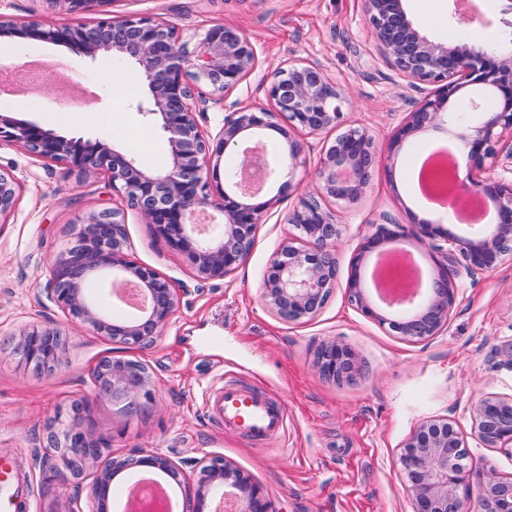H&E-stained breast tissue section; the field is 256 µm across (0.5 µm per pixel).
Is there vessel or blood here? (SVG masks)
Masks as SVG:
<instances>
[{"instance_id":"b4317fda","label":"vessel or blood","mask_w":512,"mask_h":512,"mask_svg":"<svg viewBox=\"0 0 512 512\" xmlns=\"http://www.w3.org/2000/svg\"><path fill=\"white\" fill-rule=\"evenodd\" d=\"M213 411L225 428H243L257 436L278 434L284 427L285 415L281 407L264 394L245 393L232 383H225L223 391L212 402ZM31 501L15 484L8 462H0V512H30Z\"/></svg>"}]
</instances>
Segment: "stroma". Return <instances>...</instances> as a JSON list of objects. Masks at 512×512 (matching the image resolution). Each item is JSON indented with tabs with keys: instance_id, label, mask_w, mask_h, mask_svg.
I'll use <instances>...</instances> for the list:
<instances>
[{
	"instance_id": "stroma-1",
	"label": "stroma",
	"mask_w": 512,
	"mask_h": 512,
	"mask_svg": "<svg viewBox=\"0 0 512 512\" xmlns=\"http://www.w3.org/2000/svg\"><path fill=\"white\" fill-rule=\"evenodd\" d=\"M112 10L164 19L192 47L217 22L249 35L258 65L223 105L209 109L204 127L212 133L225 113L266 103L268 80L298 59L321 64L347 91L342 127L368 129L382 148L428 94L409 88L383 55L365 22L364 0H115ZM0 12L47 25L98 19L94 12L76 17L50 11L41 0H0ZM49 57L65 63L67 79L30 96L0 93L1 111L69 137L105 139L122 150L135 137L142 142L134 153L139 163L165 165L159 130L135 110V99L147 92L136 66L120 68L109 57L91 59L49 42L0 47V65L11 69ZM62 111L71 120H59ZM338 130L296 132L307 164L291 173L289 194L278 195L277 184L265 186V196L280 201L260 225L250 256L226 279L196 282L187 261L136 211H127L130 251L187 290L154 345L126 350L70 324L45 293L50 265L69 249L82 220L119 203L110 178H80L15 144H0V168L12 171L20 185L14 216L0 223V457L11 459L16 480L33 500L32 512H68L80 495L73 482L54 479L63 462L46 436L69 423L72 404L91 393L95 365L112 354L147 365L153 401L139 414L108 400L93 403L88 430L92 439L108 442L100 462L158 451L190 472L218 455L250 476L278 512H413L399 456L417 426L448 417L466 433L473 404L492 394L512 395V366L500 355L512 343V262L489 274L460 273L447 324L422 342L403 340L365 317L343 286L370 225L409 224L425 212L431 222L464 234L463 224L449 222L447 212L428 209L411 178L424 154L455 148L446 131H424L403 145L396 165H376L355 203L326 200L343 226L340 284L316 318L290 323L263 305L266 267L284 241L296 240L289 215L300 194L314 190V166ZM32 325L61 329L65 348L55 371H38L16 352L15 334ZM331 338L349 344L362 363L353 381L318 374L317 351ZM228 377L280 403L285 431L262 440L220 427L207 400Z\"/></svg>"
}]
</instances>
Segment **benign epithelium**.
<instances>
[{
  "instance_id": "7a95c632",
  "label": "benign epithelium",
  "mask_w": 512,
  "mask_h": 512,
  "mask_svg": "<svg viewBox=\"0 0 512 512\" xmlns=\"http://www.w3.org/2000/svg\"><path fill=\"white\" fill-rule=\"evenodd\" d=\"M74 12L95 11L91 24L47 26L39 20H18L0 13V39L36 40L66 45L86 57L107 55L120 64H134L145 78L148 94L135 109L154 122L167 145L161 169L141 165L101 140L66 137L39 124L0 113V142L18 144L29 155L65 165L79 176L95 172L109 175L121 193L120 202L90 213L72 246L49 268L47 298L71 322L126 348L153 345L171 323L186 286L138 261L127 247V209L154 226L157 235L189 262L199 281L223 279L236 271L252 252L259 224L275 208L289 184L279 186L268 199L249 189L245 180L260 167L273 176L306 164L290 130L319 133L339 124L347 93L314 62L295 61L275 74L267 89L269 106L252 105L224 114L216 136L205 133L201 120L212 105L224 103L226 94L240 85L257 66V52L247 34L229 24L216 23L188 50L174 26L149 17L107 16L111 0H44ZM365 21L385 56L412 87L430 85L432 92L394 135L389 151L381 155L364 128H351L326 148L315 167L318 191L302 196L289 223L300 231L303 245L285 242L270 259L263 277L261 300L271 312L288 322H307L325 306L338 279L336 245L342 227L321 205L333 198L356 202L364 192L375 163L394 159L395 149L407 139L441 125L461 145L462 162L452 178L465 193L486 200L495 215L493 230L469 225L457 235L428 222L407 228L403 224H374L350 260L346 283L348 300L365 317L407 341L437 335L448 322L456 301L457 269L470 274L489 273L512 260V149L500 147L504 135L512 139V48L491 51L471 40L440 41L430 37L409 14L405 0H365ZM456 99L470 118L461 122L458 110H448ZM281 136L269 168L256 148H246L234 177L212 192L219 158L239 144L270 142L268 132ZM500 168L501 177L486 175L487 162ZM18 181L0 170V223L15 212ZM219 211L222 224L208 233L200 216L208 208ZM428 245L438 254L437 272L430 285L401 304L375 305L362 278L368 258L386 256V245L406 236ZM112 274L121 287L133 286L141 296L136 313L105 314L91 295V279ZM64 346L61 331L27 327L16 334V351L38 370L59 366ZM321 376L335 382L351 380L360 370L352 348L340 341L324 342L317 352ZM97 400L126 403L137 412L152 400V380L145 364L124 357L101 359L91 374ZM77 420L63 435L48 431V447L64 460V477L85 485L90 512H108L112 485L128 470H155L178 481L186 473L170 456L137 452L111 460L86 474L87 463L107 446L90 437L84 420L91 407L74 405ZM471 435L490 448L512 454V396L490 395L472 412ZM466 444L456 423L446 418L422 422L403 445L399 457L406 491L414 512H458L460 489H479L481 512H512V479L493 469L466 467ZM240 492L242 512H276L262 489L223 457L197 467L187 481L192 506L185 512H204L209 498L224 496V487Z\"/></svg>"
}]
</instances>
